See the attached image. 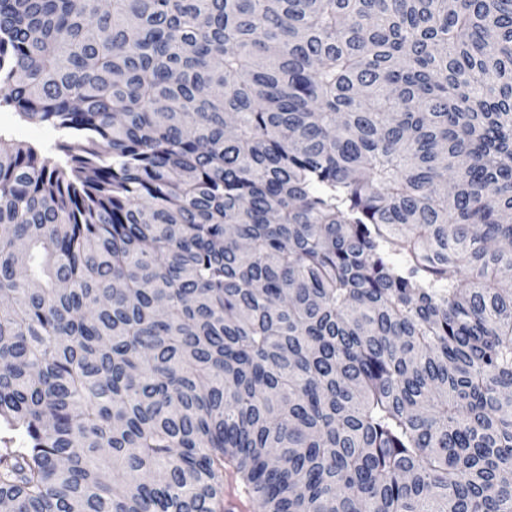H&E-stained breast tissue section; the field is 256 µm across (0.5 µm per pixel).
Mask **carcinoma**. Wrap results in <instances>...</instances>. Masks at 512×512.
Segmentation results:
<instances>
[{"instance_id": "carcinoma-1", "label": "carcinoma", "mask_w": 512, "mask_h": 512, "mask_svg": "<svg viewBox=\"0 0 512 512\" xmlns=\"http://www.w3.org/2000/svg\"><path fill=\"white\" fill-rule=\"evenodd\" d=\"M0 512H512V0H0ZM0 133L31 146L52 165H67L68 156L62 145L69 142V138L50 126L21 120L11 107H0Z\"/></svg>"}]
</instances>
